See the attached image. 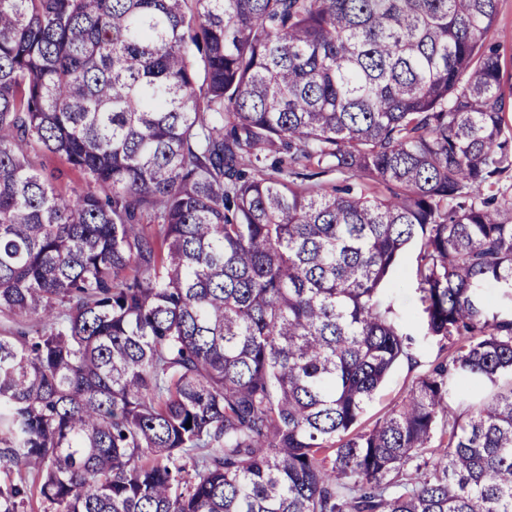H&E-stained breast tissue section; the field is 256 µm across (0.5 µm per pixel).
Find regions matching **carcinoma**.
Instances as JSON below:
<instances>
[{
    "label": "carcinoma",
    "instance_id": "carcinoma-1",
    "mask_svg": "<svg viewBox=\"0 0 512 512\" xmlns=\"http://www.w3.org/2000/svg\"><path fill=\"white\" fill-rule=\"evenodd\" d=\"M497 8L0 0V512H512ZM394 285H396L395 288H393ZM387 288H389L388 294L394 308L403 318V328L410 330L412 334H418L416 326L408 322L409 316L420 308L418 294L415 290L414 255L412 250L406 254L393 273ZM416 338L415 356L417 364L411 367L406 361L398 364L389 374L382 388L369 403L362 418L365 426L372 427L381 420L392 406L410 389L416 377L432 368L437 359L439 345L436 341Z\"/></svg>",
    "mask_w": 512,
    "mask_h": 512
}]
</instances>
